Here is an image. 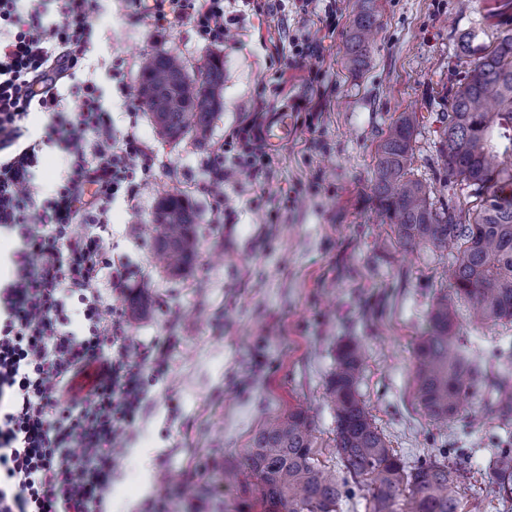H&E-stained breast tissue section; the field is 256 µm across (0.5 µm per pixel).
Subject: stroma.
Instances as JSON below:
<instances>
[{
	"label": "stroma",
	"mask_w": 512,
	"mask_h": 512,
	"mask_svg": "<svg viewBox=\"0 0 512 512\" xmlns=\"http://www.w3.org/2000/svg\"><path fill=\"white\" fill-rule=\"evenodd\" d=\"M494 0H379L380 31L363 63L348 68L343 43L348 0H314L308 12L270 0L262 13L242 8L221 46L189 25L169 28L131 0H102L87 60L78 72L102 90L116 130L135 126L155 164L136 206L113 203L112 254L127 269L115 304L145 294L151 306L125 321L123 353L170 339L169 371L148 379L144 414L115 450L107 512H141L164 500L166 512H261L241 469L252 437L293 407L314 421L320 462L337 469L335 415L325 391L340 343L359 339V392L378 429L408 462L447 452L462 476L464 512H504L488 491V464L512 442V419L491 404L494 384L512 381V321L473 327L459 305L458 336L486 371L460 415L442 427L414 398L413 348L436 297L448 294L447 251L406 250L384 224L372 194L376 152L388 126L415 109L426 118L411 171L441 199L437 102L456 86L458 33H499L486 14ZM308 53L288 65L295 46ZM180 56L196 72L210 54L224 58L223 108L210 142L229 143L256 108L288 113V139L267 145V177L241 173L209 191L205 152L173 144L138 108L133 89L145 54ZM181 191L197 214V252L182 275L160 269L145 234L158 197ZM264 195L263 213L251 200Z\"/></svg>",
	"instance_id": "obj_1"
}]
</instances>
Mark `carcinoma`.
Wrapping results in <instances>:
<instances>
[{
	"label": "carcinoma",
	"instance_id": "cac0c4a2",
	"mask_svg": "<svg viewBox=\"0 0 512 512\" xmlns=\"http://www.w3.org/2000/svg\"><path fill=\"white\" fill-rule=\"evenodd\" d=\"M353 24L346 57L353 65L368 51L376 31L375 0H349ZM456 56L465 70L444 97L440 143L445 169L467 207L453 201L437 208L432 191L411 177L414 143L423 118L403 112L391 123L377 149L374 194L380 214L401 244L454 250L447 276L454 298L467 304L469 321L485 326L512 320V31L489 44L467 32ZM224 59L210 57L191 76L178 56L154 52L140 70L137 98L162 138L192 139L207 150L213 121L223 107ZM154 255L170 275L186 271L196 253L197 215L188 198L168 192L152 214ZM428 334L414 347L415 400L432 420L457 415L481 361L456 345V310L448 297L428 311ZM362 349L349 339L340 345L326 398L336 416V454L331 472L313 451L314 422L299 408L270 419L244 457L247 484L263 512H339L355 491L370 497V512H460L458 469L447 457L428 456L408 465L390 448L362 401L358 385ZM500 415L512 417V386L496 387ZM495 495L512 502V448H501L489 465Z\"/></svg>",
	"mask_w": 512,
	"mask_h": 512
}]
</instances>
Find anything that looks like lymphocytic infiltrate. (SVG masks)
<instances>
[{
    "instance_id": "1",
    "label": "lymphocytic infiltrate",
    "mask_w": 512,
    "mask_h": 512,
    "mask_svg": "<svg viewBox=\"0 0 512 512\" xmlns=\"http://www.w3.org/2000/svg\"><path fill=\"white\" fill-rule=\"evenodd\" d=\"M150 8L210 43L236 23L224 0ZM99 11L98 0H0V234L18 241L0 283V512H104L112 443L145 409V375L168 368L163 343L144 347L136 363L115 352L119 310L99 289L103 270L113 286L125 278L112 259L109 208L120 196L135 203L134 174L153 165L135 129L115 133L95 83L76 79ZM34 114L45 118L36 132ZM232 138L236 163L226 164L220 147L206 161L214 180H232L241 167L263 175L259 117ZM52 146L68 165L49 186L38 169ZM92 363V393L73 394L72 378Z\"/></svg>"
}]
</instances>
